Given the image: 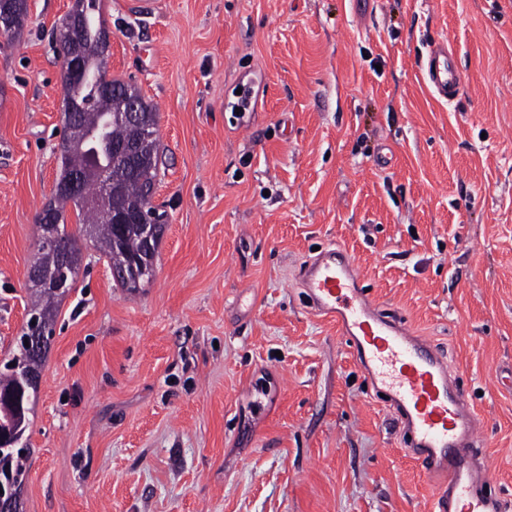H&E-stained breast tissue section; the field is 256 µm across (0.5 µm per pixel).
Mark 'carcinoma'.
<instances>
[{
  "mask_svg": "<svg viewBox=\"0 0 512 512\" xmlns=\"http://www.w3.org/2000/svg\"><path fill=\"white\" fill-rule=\"evenodd\" d=\"M79 6L85 12L86 42L89 43L86 56V71L94 74L105 73L104 60L96 56L91 49L97 33L104 22L100 14V0H77ZM111 95L106 96L100 92L99 85L91 80L83 79L74 81L71 77L62 75L63 98L69 100L77 98L84 100L87 106L84 110V128L101 125L104 111L112 110V127L106 129V139L109 144H120L131 140H140L144 154L153 156L157 154V138L144 136L142 128L124 121L120 116L123 112L125 100L136 98L139 101L140 110L151 115L156 114L155 109L148 105L137 87L134 85L113 79L110 82ZM110 156L112 162V187L115 189V208L118 210H131L136 208L144 196L150 192L153 186L155 173L153 167H143L135 177L126 172V167L121 159L113 156L110 148L106 147L100 152L91 149L73 148L68 154L61 156V171L59 179L63 180L68 173L74 170L97 169L101 167L103 156ZM68 198L57 192L43 207L41 214L45 216L65 213ZM78 218L77 231H69L59 244V251L65 252L74 248L78 238L87 236L98 246L99 251L109 258L112 267L123 270L126 278L120 280L121 287L135 292L149 283L154 271L151 262L147 259V249L139 232L131 225L123 227L112 223L110 210L105 208L75 207ZM58 294L46 291L31 292V308L42 312L45 317L53 322L57 313ZM25 357L23 342L19 341L14 346L11 357L0 361V393L21 394V398L15 403L13 414L14 425L20 430L21 437L18 441H4L0 445V490L4 492L21 491L27 479V462L30 455V442L26 431L31 424L30 415L33 412L35 400L31 391L20 392L17 372L10 367L12 363H18Z\"/></svg>",
  "mask_w": 512,
  "mask_h": 512,
  "instance_id": "cac0c4a2",
  "label": "carcinoma"
}]
</instances>
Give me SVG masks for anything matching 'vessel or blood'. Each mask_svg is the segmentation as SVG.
<instances>
[{"mask_svg": "<svg viewBox=\"0 0 512 512\" xmlns=\"http://www.w3.org/2000/svg\"><path fill=\"white\" fill-rule=\"evenodd\" d=\"M419 75L437 98L457 100L462 79L443 42L430 41ZM299 282L309 309L336 322L361 367L387 396L425 475L437 478L433 512H501L477 448L472 405L443 352L413 335L402 316L379 308L342 249L322 248L301 268Z\"/></svg>", "mask_w": 512, "mask_h": 512, "instance_id": "1", "label": "vessel or blood"}]
</instances>
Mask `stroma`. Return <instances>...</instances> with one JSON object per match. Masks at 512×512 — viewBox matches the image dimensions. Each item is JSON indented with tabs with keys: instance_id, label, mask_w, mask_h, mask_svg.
Returning a JSON list of instances; mask_svg holds the SVG:
<instances>
[{
	"instance_id": "obj_1",
	"label": "stroma",
	"mask_w": 512,
	"mask_h": 512,
	"mask_svg": "<svg viewBox=\"0 0 512 512\" xmlns=\"http://www.w3.org/2000/svg\"><path fill=\"white\" fill-rule=\"evenodd\" d=\"M74 0L0 37V360L59 174ZM108 75L156 107L152 281L85 244L58 305L21 512H431L433 483L297 274L343 247L448 353L512 512V0H101ZM447 40L463 90L420 79ZM250 84L254 112L234 108Z\"/></svg>"
}]
</instances>
